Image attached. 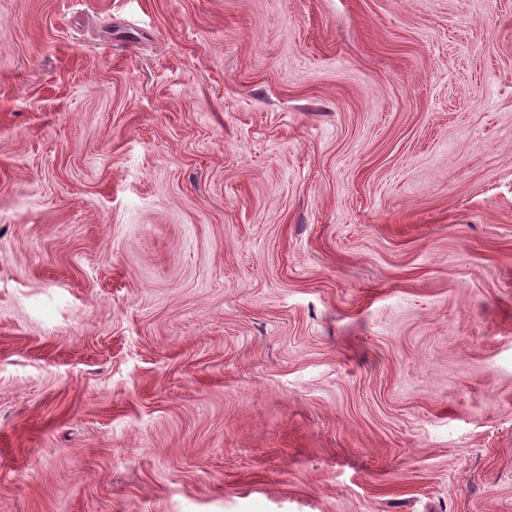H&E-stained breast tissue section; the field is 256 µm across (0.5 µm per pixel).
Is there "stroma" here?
I'll return each mask as SVG.
<instances>
[{
  "mask_svg": "<svg viewBox=\"0 0 512 512\" xmlns=\"http://www.w3.org/2000/svg\"><path fill=\"white\" fill-rule=\"evenodd\" d=\"M0 512H512V0H0Z\"/></svg>",
  "mask_w": 512,
  "mask_h": 512,
  "instance_id": "35a3bbf8",
  "label": "stroma"
}]
</instances>
